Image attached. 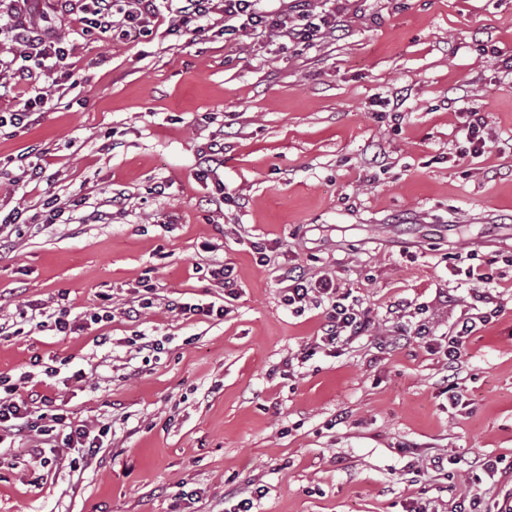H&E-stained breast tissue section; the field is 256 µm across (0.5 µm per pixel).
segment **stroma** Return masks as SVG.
<instances>
[{
    "label": "stroma",
    "instance_id": "1",
    "mask_svg": "<svg viewBox=\"0 0 512 512\" xmlns=\"http://www.w3.org/2000/svg\"><path fill=\"white\" fill-rule=\"evenodd\" d=\"M82 5L45 0L36 17L72 43L76 85L0 128V214L41 211L24 177L36 163L63 209L0 230V316L113 318L0 334V377L47 396L38 412L111 431L96 458L55 448L45 467L26 453L39 436L12 437L0 512H219L252 484L253 512H407L414 498L453 512L481 460L511 464L512 0H344L310 47L177 40L165 17L148 37L89 40ZM464 106L488 113L496 147L462 161ZM213 145L217 174L198 179ZM462 250L494 262L497 320L453 370L422 340L388 347L395 302L425 306L438 335L470 312L474 285L451 273ZM217 262L240 285L224 319L166 310L225 302ZM294 264L356 297L371 335L298 362L325 310L284 305ZM142 282L155 304L134 321ZM453 381L465 406L449 404ZM436 456L458 459L454 478L429 469ZM19 318L27 323V325L30 326V330L32 329H38L42 331L47 325L50 323L51 327L54 326V329L59 333H65V335L70 332H74L76 329L83 328L87 326V322L91 323H98L102 321L103 316H100L97 313H94L89 316V319L87 315H84L83 321L85 320L84 325H78L76 324V318L69 319L70 312L68 310L62 308L59 309V311H54L52 313L46 314V312H43L39 314V316H44L45 320H38L36 315L31 314L30 316H27V312L20 311L18 313Z\"/></svg>",
    "mask_w": 512,
    "mask_h": 512
}]
</instances>
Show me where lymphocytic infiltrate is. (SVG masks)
I'll return each mask as SVG.
<instances>
[{"mask_svg":"<svg viewBox=\"0 0 512 512\" xmlns=\"http://www.w3.org/2000/svg\"><path fill=\"white\" fill-rule=\"evenodd\" d=\"M222 12L224 26L220 33L238 39L261 33H274L295 43L307 44L327 36L336 28V14L332 11L315 12L310 0H294L290 8L272 9L267 0H86L82 18V34L89 39L107 32L124 28H135L143 35H152V26L161 13H171L175 21L168 28L171 36L181 38L192 34L206 36L204 18L213 12ZM36 8L31 0H13L12 15L7 23H0V36L11 44L24 49L27 56L42 62L41 71L26 68L12 69L0 78V99L8 97L18 86L30 87L33 95L22 108L0 116V125L11 124L22 127L31 109L52 110L55 95L61 88L59 80L53 79L54 68L66 60L72 49L55 29L35 23L32 19ZM209 275L224 290L225 302L182 303L168 300V310L184 316H199L205 319H221L228 314L227 300L235 298L238 281L234 269L228 264L211 267ZM285 283L282 301L285 305L301 311L308 305L326 304V321L314 347L301 354L309 360L317 350L336 351L341 345L350 344L370 331L373 321L357 301L338 291L332 278L322 275L308 276L298 266H292L282 274ZM480 303V311L467 314L450 327L447 336L437 341L436 348L449 363H457L466 353V344L478 327L487 325L497 317V309L488 308L489 298L483 292L472 295ZM67 425L65 415L55 413L33 414L29 402L0 398V433L13 434L26 428L42 436L52 435L57 427Z\"/></svg>","mask_w":512,"mask_h":512,"instance_id":"lymphocytic-infiltrate-1","label":"lymphocytic infiltrate"}]
</instances>
